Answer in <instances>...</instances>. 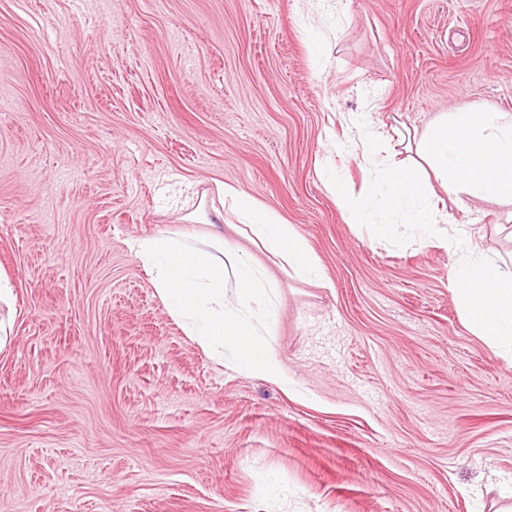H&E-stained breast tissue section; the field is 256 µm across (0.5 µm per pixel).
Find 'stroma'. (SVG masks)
<instances>
[{"label": "stroma", "mask_w": 512, "mask_h": 512, "mask_svg": "<svg viewBox=\"0 0 512 512\" xmlns=\"http://www.w3.org/2000/svg\"><path fill=\"white\" fill-rule=\"evenodd\" d=\"M0 0V512H496L512 362L467 328L451 253L375 238L327 190L372 176L355 123L512 113V0ZM237 186L310 244L275 284L288 386L209 359L128 243L210 234ZM512 255V206L451 202Z\"/></svg>", "instance_id": "1"}]
</instances>
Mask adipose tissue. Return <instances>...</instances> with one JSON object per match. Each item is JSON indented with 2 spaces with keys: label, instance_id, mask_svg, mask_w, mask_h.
<instances>
[{
  "label": "adipose tissue",
  "instance_id": "obj_1",
  "mask_svg": "<svg viewBox=\"0 0 512 512\" xmlns=\"http://www.w3.org/2000/svg\"><path fill=\"white\" fill-rule=\"evenodd\" d=\"M397 143L410 160L384 166L360 199H349L332 173L326 178L330 191L352 223L373 225L385 237L398 225L413 224L422 243L440 242L454 256L449 278L469 328L512 356V272L484 259L471 229H448V215L433 203L430 186L439 180L460 207L470 200L512 202V114L458 108L421 135L398 134ZM483 149L492 152V163H479L476 153ZM224 198L253 240L298 277L322 280L312 249L291 225L237 187L225 186ZM129 248L167 311L208 357L287 385L288 371L267 338L276 314L274 288L265 269L243 258L233 240L220 233L201 240L190 232H158L131 240Z\"/></svg>",
  "mask_w": 512,
  "mask_h": 512
}]
</instances>
